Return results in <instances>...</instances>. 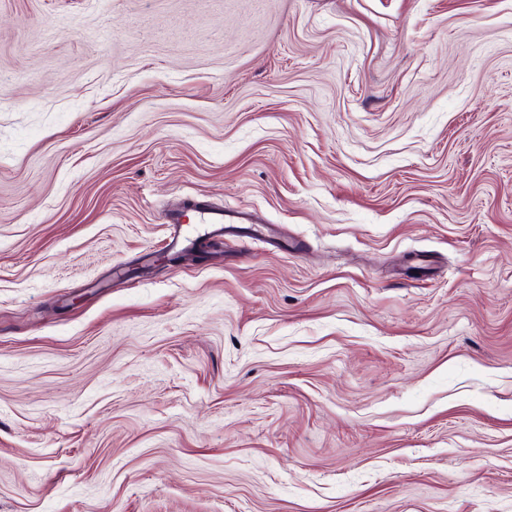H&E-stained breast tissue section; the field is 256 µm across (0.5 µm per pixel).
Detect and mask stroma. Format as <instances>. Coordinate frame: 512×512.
<instances>
[{"label":"stroma","instance_id":"stroma-1","mask_svg":"<svg viewBox=\"0 0 512 512\" xmlns=\"http://www.w3.org/2000/svg\"><path fill=\"white\" fill-rule=\"evenodd\" d=\"M0 512H512V0H0ZM187 202L182 206L170 210L164 215L166 224H183L188 212H191V219L194 224L204 225V234L207 229L213 226V234H219L224 230V224H255L253 219L245 212L225 207H214L204 202Z\"/></svg>","mask_w":512,"mask_h":512}]
</instances>
